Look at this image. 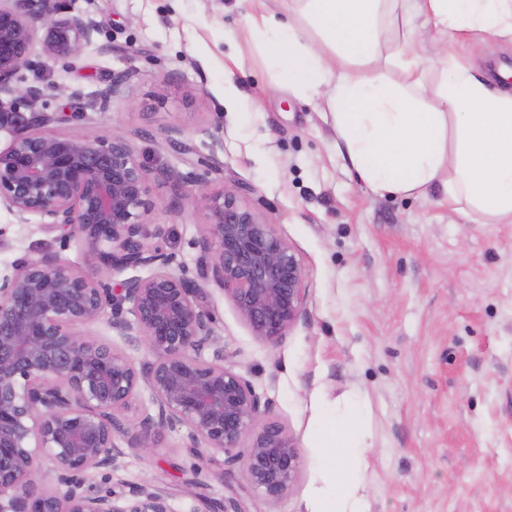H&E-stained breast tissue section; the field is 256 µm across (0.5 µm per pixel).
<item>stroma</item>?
I'll use <instances>...</instances> for the list:
<instances>
[{"label": "stroma", "instance_id": "obj_1", "mask_svg": "<svg viewBox=\"0 0 512 512\" xmlns=\"http://www.w3.org/2000/svg\"><path fill=\"white\" fill-rule=\"evenodd\" d=\"M99 27L74 58L33 50L21 84L41 93L15 109L70 113L59 132L124 135L151 169L153 223L190 279L205 257L199 184L237 191L299 254L302 317L279 342L253 335L233 302L206 284L226 367L248 380L300 448L296 481L270 500L242 461L195 454L186 428L126 450L110 483L164 491L173 512L235 497L245 512H309L321 485L319 405L365 403L361 460L367 512H512V224H478L440 189L379 196L351 176L329 116L277 83L247 33L250 0H62ZM454 52L477 74L512 58V40L474 35ZM124 77L120 95L99 93ZM189 143L182 155L168 137ZM221 149H214V142ZM217 156L224 167L206 166ZM98 273L89 248L61 243L38 217L0 208V274L38 251Z\"/></svg>", "mask_w": 512, "mask_h": 512}]
</instances>
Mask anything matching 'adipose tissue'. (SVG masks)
Listing matches in <instances>:
<instances>
[{
  "label": "adipose tissue",
  "instance_id": "1",
  "mask_svg": "<svg viewBox=\"0 0 512 512\" xmlns=\"http://www.w3.org/2000/svg\"><path fill=\"white\" fill-rule=\"evenodd\" d=\"M292 16L262 8L247 16L258 51L294 92L327 112L356 178L378 195L416 196L439 187L451 208L481 224L512 223V93L494 90L447 47L417 51L431 31L512 35V0H295ZM427 18L413 22L415 13ZM392 40H385L386 30ZM385 61L392 83L367 75ZM443 82L425 85L431 70ZM357 414L319 413L318 446L359 456ZM324 486L310 512H363L364 487L349 468L321 460Z\"/></svg>",
  "mask_w": 512,
  "mask_h": 512
}]
</instances>
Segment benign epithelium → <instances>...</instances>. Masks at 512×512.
<instances>
[{"label": "benign epithelium", "instance_id": "1", "mask_svg": "<svg viewBox=\"0 0 512 512\" xmlns=\"http://www.w3.org/2000/svg\"><path fill=\"white\" fill-rule=\"evenodd\" d=\"M0 0V95L20 92L15 77L27 63L38 28L46 55L68 58L92 43L97 23L86 13L58 15L57 0L37 12ZM69 118L32 112L26 118L0 100V207L21 222L37 215L61 239L86 242L112 274L151 268L147 277L92 276L50 253L24 255L0 275V512H172L160 490L94 491L88 473L112 478L127 439L152 448L158 433L188 429L186 447L229 453L247 443V484L266 498L284 497L297 478L300 448L270 415L249 382L224 365L216 318L198 301L201 288L177 256L144 242L165 237L146 226L156 209L150 170L118 134L87 138L50 126ZM208 222L199 246L201 277L233 302L254 336L282 340L303 314L301 259L273 225L232 190L206 194ZM106 320L142 344L150 359L135 363L83 327ZM155 408L127 423L140 389ZM53 462L54 488L35 498L37 461Z\"/></svg>", "mask_w": 512, "mask_h": 512}]
</instances>
